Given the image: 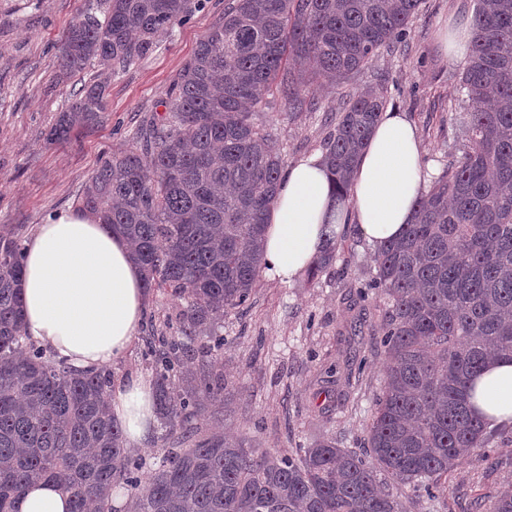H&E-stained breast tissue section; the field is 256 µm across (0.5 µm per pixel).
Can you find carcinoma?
<instances>
[{"instance_id": "cac0c4a2", "label": "carcinoma", "mask_w": 512, "mask_h": 512, "mask_svg": "<svg viewBox=\"0 0 512 512\" xmlns=\"http://www.w3.org/2000/svg\"><path fill=\"white\" fill-rule=\"evenodd\" d=\"M60 39L56 66L132 65L194 0H95ZM421 0H231L162 101L164 113L127 150L101 161L79 209L124 236L146 292L184 301L175 334L151 349L161 439L154 467L124 448L107 395L112 372L79 371L25 334L20 230L0 233V512L34 482L69 495L68 512H400L385 475L431 492L489 447L492 427L470 403L491 359L512 361V0H479L463 69L467 144L415 203L404 235L377 250L370 287L386 309L374 334L388 363L361 453L327 438L267 450L247 434L195 436L192 418L224 403L219 319L250 301L283 170L252 120L265 96L314 106V84L341 85L406 32ZM105 85L68 100L48 143L98 121ZM384 111L372 90L343 101L325 144L332 189L348 195L357 159ZM309 269L336 261V225ZM209 342L191 372L194 341ZM477 512H512V490Z\"/></svg>"}]
</instances>
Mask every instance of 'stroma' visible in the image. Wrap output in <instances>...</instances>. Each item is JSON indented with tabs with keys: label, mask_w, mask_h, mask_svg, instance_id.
Returning a JSON list of instances; mask_svg holds the SVG:
<instances>
[{
	"label": "stroma",
	"mask_w": 512,
	"mask_h": 512,
	"mask_svg": "<svg viewBox=\"0 0 512 512\" xmlns=\"http://www.w3.org/2000/svg\"><path fill=\"white\" fill-rule=\"evenodd\" d=\"M228 3L199 0L123 70L103 74L92 65L66 74L53 65L58 41L88 0H0V230L28 232L48 216L75 209L101 155L124 151L161 112L173 79ZM476 3L421 0L404 42L380 50L348 82L315 88L317 110H295L268 97L255 118L269 127L283 163L323 150L344 95L370 87L388 109L409 116L427 161L442 170L464 148L468 104L460 92L464 64L446 57L440 31L448 21L471 17ZM94 77L106 86L101 122L47 144L69 90ZM336 254L335 264L313 280L304 275L283 284L259 277L248 306L225 314L222 363L234 386L220 419L196 420L199 435L210 434L220 420L225 434H249L262 448H307L327 434L341 447H362L386 365L372 334L385 302L365 290L375 251L353 227L341 233ZM181 309L170 296L148 295L138 337L111 367L113 383L153 379L144 339L174 334ZM350 372L359 379L349 385ZM331 404L337 410L328 419L322 409ZM489 454V460L474 457L449 470L436 499L394 485L402 512H473L474 502L512 484V432L495 436Z\"/></svg>",
	"instance_id": "stroma-1"
}]
</instances>
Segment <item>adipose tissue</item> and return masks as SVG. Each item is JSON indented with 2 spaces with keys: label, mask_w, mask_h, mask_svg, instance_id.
I'll return each mask as SVG.
<instances>
[{
  "label": "adipose tissue",
  "mask_w": 512,
  "mask_h": 512,
  "mask_svg": "<svg viewBox=\"0 0 512 512\" xmlns=\"http://www.w3.org/2000/svg\"><path fill=\"white\" fill-rule=\"evenodd\" d=\"M432 173L407 115L384 112L360 154L351 194L330 188L323 156L290 163L280 178L264 242L266 278L289 283L320 253L326 224L354 225L372 247L397 240ZM31 342L78 370L112 366L130 350L143 320V271L125 240L86 213L62 211L37 225L26 244L22 280ZM487 422L512 426V361L488 363L473 399ZM109 404L126 445L146 446L157 426L151 385L133 379L111 389ZM69 496L53 483L33 486L17 512H67Z\"/></svg>",
  "instance_id": "1"
}]
</instances>
